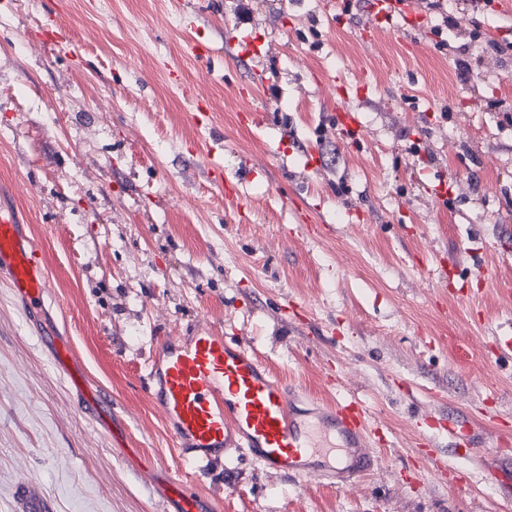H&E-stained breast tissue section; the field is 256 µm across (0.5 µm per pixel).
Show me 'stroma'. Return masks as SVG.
<instances>
[{"mask_svg": "<svg viewBox=\"0 0 512 512\" xmlns=\"http://www.w3.org/2000/svg\"><path fill=\"white\" fill-rule=\"evenodd\" d=\"M250 5L242 26L236 0H0V210L45 246L50 283L33 322L0 283V512H23L24 479L52 512H165L140 466L181 462L146 363L199 325L307 396L360 399L384 433L374 469L334 486L213 463L194 482L212 512H502L512 11L455 0L437 36L423 0L399 31L342 0ZM43 328L71 341L123 444L81 413ZM452 423L476 429L471 453Z\"/></svg>", "mask_w": 512, "mask_h": 512, "instance_id": "obj_1", "label": "stroma"}]
</instances>
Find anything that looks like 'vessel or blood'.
<instances>
[{
	"instance_id": "1",
	"label": "vessel or blood",
	"mask_w": 512,
	"mask_h": 512,
	"mask_svg": "<svg viewBox=\"0 0 512 512\" xmlns=\"http://www.w3.org/2000/svg\"><path fill=\"white\" fill-rule=\"evenodd\" d=\"M400 0H374V23L398 26ZM0 280L21 301L28 317H37L49 293L46 250L34 246L13 216L0 215ZM56 367L81 396L83 412L103 422L104 398L85 384L80 360L69 343L44 339ZM148 393L170 423L179 457L203 472L209 462L242 452L264 469L305 476L354 478L369 471L370 416L350 398L322 411L291 408V392L246 345L227 340L214 327H196L192 336L167 346L148 364ZM165 497L175 512H209L205 499L190 487L188 476L165 480Z\"/></svg>"
}]
</instances>
